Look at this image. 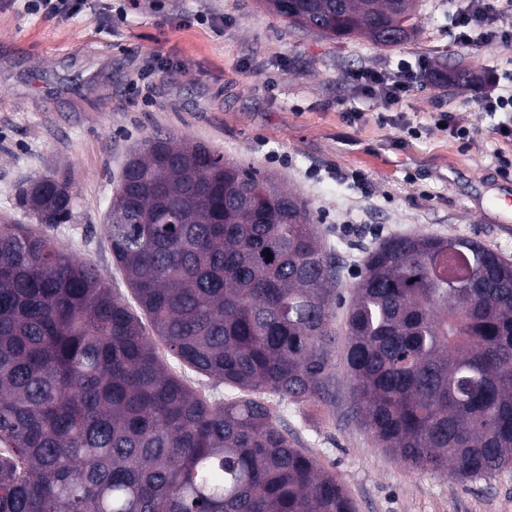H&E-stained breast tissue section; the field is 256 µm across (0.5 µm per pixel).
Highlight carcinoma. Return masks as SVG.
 <instances>
[{
  "label": "carcinoma",
  "instance_id": "obj_1",
  "mask_svg": "<svg viewBox=\"0 0 512 512\" xmlns=\"http://www.w3.org/2000/svg\"><path fill=\"white\" fill-rule=\"evenodd\" d=\"M262 2L332 39L387 48L416 30L395 0ZM17 205L37 226L0 220V512H355L265 402L335 404L339 266L298 194L150 135L105 224L139 315L48 233L73 218L68 174L31 179ZM345 335L351 411L377 447L462 482L512 468V260L471 238L389 237L365 256ZM157 339L243 395L192 389Z\"/></svg>",
  "mask_w": 512,
  "mask_h": 512
}]
</instances>
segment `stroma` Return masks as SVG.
Returning <instances> with one entry per match:
<instances>
[{
    "label": "stroma",
    "instance_id": "1",
    "mask_svg": "<svg viewBox=\"0 0 512 512\" xmlns=\"http://www.w3.org/2000/svg\"><path fill=\"white\" fill-rule=\"evenodd\" d=\"M109 5L91 0L54 19L26 13L21 0L0 6V214L21 219L16 197L27 179L70 172L77 209L53 234L118 296L131 294L104 231L107 203L129 152L157 129L275 175L306 201L343 263L337 325L364 257L386 237L474 238L512 259V215L490 205L512 193V174L498 161L512 144L479 108L484 96L512 90V43L457 41L460 0H417L415 36L388 48L291 28L257 0H167L164 13L124 18L110 16ZM199 13L216 25L185 26ZM403 58H438L479 81H420L397 106L403 122L386 124L383 102L352 76L394 70ZM439 112L474 130L473 140L439 130ZM335 364V410L275 397L269 406L356 512H512V468L461 482L408 470L377 448L346 417L343 355Z\"/></svg>",
    "mask_w": 512,
    "mask_h": 512
}]
</instances>
